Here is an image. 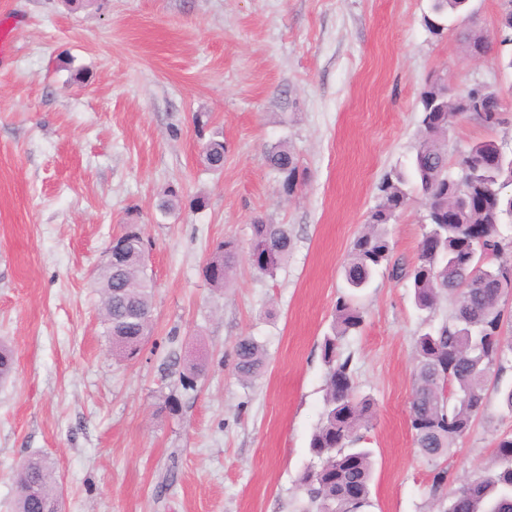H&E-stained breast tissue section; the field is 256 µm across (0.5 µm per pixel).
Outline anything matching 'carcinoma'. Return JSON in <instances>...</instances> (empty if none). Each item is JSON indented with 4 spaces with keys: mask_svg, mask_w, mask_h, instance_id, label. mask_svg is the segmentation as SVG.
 <instances>
[{
    "mask_svg": "<svg viewBox=\"0 0 512 512\" xmlns=\"http://www.w3.org/2000/svg\"><path fill=\"white\" fill-rule=\"evenodd\" d=\"M463 0H434L431 15L424 18L428 31L440 35L448 29V18L460 14ZM469 53L480 56L491 49L481 32L462 33ZM463 103L472 106L465 118L475 116L487 128L503 123L504 106L499 91L475 84L462 91ZM420 137L412 160L411 174L393 171L378 185L379 203L368 217V230L352 244L345 269L349 292L336 300L332 333L323 338L325 366L324 412L313 430L309 452L311 463L299 478L306 498L305 512H364L371 506L370 484L374 453L359 447L361 430L373 419V400L359 394L352 357L344 355L342 341L364 324L356 293L369 287L373 275L392 266L398 277H407L419 308H433L441 296L454 301L448 321L421 334L416 342L415 383L409 402V422L419 452L434 461L450 455L469 435L475 419L484 413L488 376L512 366V318L501 308L500 297L512 281V236L503 234V219L512 217V150L494 140H476L454 173L448 167L444 142L448 116L456 114L458 101L448 95V83L435 80L419 95ZM206 163L224 166V141L210 139L204 147ZM269 165L284 175L292 189L298 161L282 142L266 151ZM424 200L421 239L412 269L391 263L392 247L385 225L402 212L410 190ZM470 193L488 194L482 207L466 204ZM459 216L448 223V213ZM484 226L483 238L470 251L461 248L466 226ZM120 256L112 271L101 270L94 280L102 298L105 333L128 358L141 350L150 332L152 279L145 275L141 254L142 236L129 228L120 238ZM292 247L282 224L253 225L248 251L250 266L260 275L274 276ZM238 257L230 242L219 244L205 266L211 287L225 286ZM265 366L262 345L251 336L240 337L234 346V370L248 382ZM14 369L13 351L0 343V381ZM496 465L479 469L451 493L446 492L447 469L437 467L432 476V496L438 512H512V434L497 438ZM14 512H42V502L28 493L36 487L48 494L56 489L55 471L44 456L32 455L16 474Z\"/></svg>",
    "mask_w": 512,
    "mask_h": 512,
    "instance_id": "cac0c4a2",
    "label": "carcinoma"
}]
</instances>
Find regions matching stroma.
I'll use <instances>...</instances> for the list:
<instances>
[{
	"label": "stroma",
	"instance_id": "obj_1",
	"mask_svg": "<svg viewBox=\"0 0 512 512\" xmlns=\"http://www.w3.org/2000/svg\"><path fill=\"white\" fill-rule=\"evenodd\" d=\"M432 0H0V342L16 365L0 383V512L28 456L55 466L64 512H303L297 479L323 411L322 339L344 287L353 240L383 175L409 164L419 94L508 89L504 123L470 120L446 139L449 165L472 141L512 147L511 54L500 0H471L467 27L492 55H468L461 29L431 34ZM87 81H75L77 71ZM224 136V167L203 160L202 131ZM286 140L293 190L266 161ZM180 201L162 211L168 187ZM204 208H196L197 198ZM421 198L387 227L392 256L416 260ZM286 225L292 249L275 277L247 261L255 220ZM135 225L154 282L152 329L132 359L112 353L93 281L114 236ZM233 241L224 289L203 268ZM348 337L374 403L363 447L375 469L368 512H436L432 473L448 489L493 462L512 432L491 376L485 413L453 455L414 443L409 398L416 339L452 309L419 310L408 279L382 271L361 294ZM264 348V373L234 371L239 337ZM201 375L186 390L190 364Z\"/></svg>",
	"mask_w": 512,
	"mask_h": 512
}]
</instances>
